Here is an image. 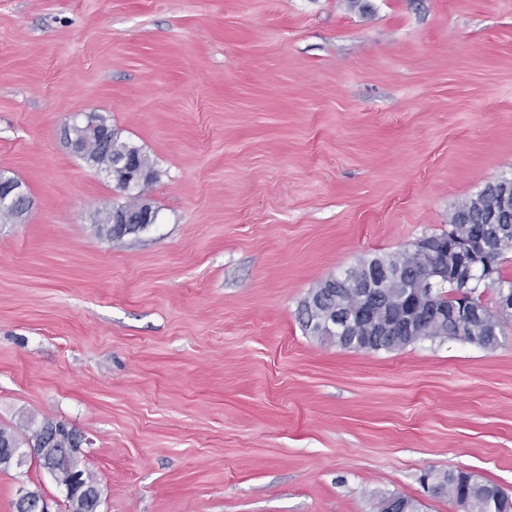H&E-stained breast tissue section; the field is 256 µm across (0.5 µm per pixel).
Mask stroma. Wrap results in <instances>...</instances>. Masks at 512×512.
I'll return each mask as SVG.
<instances>
[{"mask_svg":"<svg viewBox=\"0 0 512 512\" xmlns=\"http://www.w3.org/2000/svg\"><path fill=\"white\" fill-rule=\"evenodd\" d=\"M105 118L157 176L155 224L72 152ZM0 425L84 437L99 512H371L464 470L512 495V322L497 348L353 351L311 288L448 231L512 179V0H0ZM52 512L37 463L0 470ZM110 128L112 129V127ZM88 130H97V133L104 141H108L112 137V141L108 147H104L99 137L96 135H90L85 138L87 150L96 155L101 164L106 166L111 164L114 158L131 155L135 159L136 165L145 174L144 184L141 185L136 194H131L130 196L126 195V201L122 205L113 206L112 209L100 213L95 221L96 224H94V227L100 236L104 237L107 241H119L125 236L136 234L143 230L144 225L141 224L155 223V219H152L151 216V210L146 211L140 217L138 224H128L127 218L123 216L112 217L110 224H107L106 220L110 213H112L113 216L117 212H121L130 219H134L143 208H152L151 204L143 199L142 196L146 188L156 178V172L147 156L144 155L139 148L122 141L119 132L114 128L112 129V131H114L112 135L108 128L104 127L103 124H97L95 117L90 115L86 116L84 121H78L77 116H75L72 124L67 128V139L72 149L77 154L81 155L83 153L82 142L85 132ZM20 203L29 204L28 195L21 181L0 179V207L16 208ZM363 315L364 310H360L355 315H352L348 313L345 309L336 308V311H333L332 313L322 316L318 318L314 324L312 323V326L319 330L336 334L332 336L326 333L317 332L310 327L309 321L311 318L315 316L314 309H312V311L310 312L303 311L301 304V309L299 310V320L302 324L304 331L308 332L311 336H314L323 342L336 344V346L338 345V338L341 340L343 338L348 339L349 336H354L353 333L347 336V334L349 333V329L353 323V319L356 317H361Z\"/></svg>","mask_w":512,"mask_h":512,"instance_id":"stroma-1","label":"stroma"}]
</instances>
